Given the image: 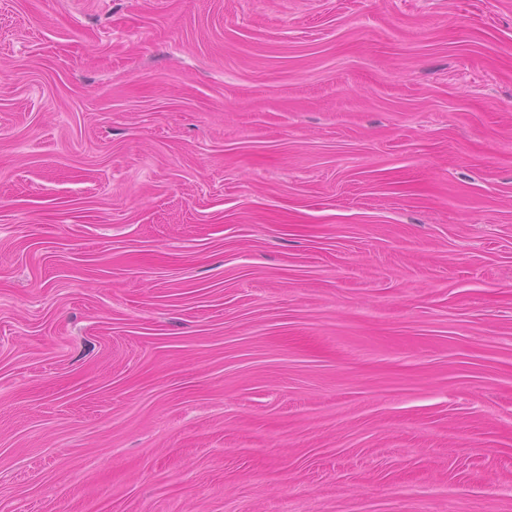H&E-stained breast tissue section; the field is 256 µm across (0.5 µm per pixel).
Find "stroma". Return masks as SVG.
Masks as SVG:
<instances>
[{"mask_svg":"<svg viewBox=\"0 0 512 512\" xmlns=\"http://www.w3.org/2000/svg\"><path fill=\"white\" fill-rule=\"evenodd\" d=\"M0 512H512V0H0Z\"/></svg>","mask_w":512,"mask_h":512,"instance_id":"stroma-1","label":"stroma"}]
</instances>
